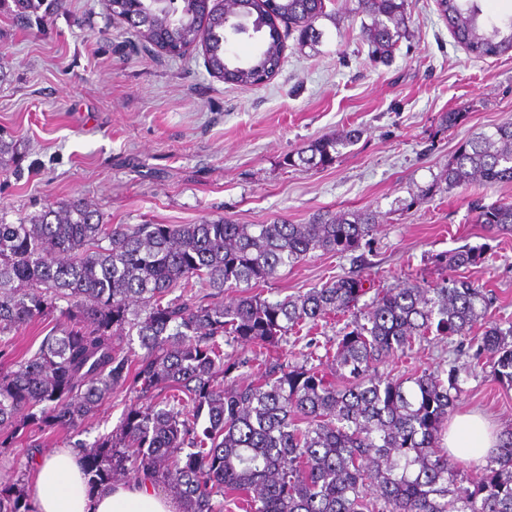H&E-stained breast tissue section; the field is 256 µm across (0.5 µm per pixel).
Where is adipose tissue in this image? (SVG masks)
<instances>
[{"instance_id":"ef3b65f1","label":"adipose tissue","mask_w":512,"mask_h":512,"mask_svg":"<svg viewBox=\"0 0 512 512\" xmlns=\"http://www.w3.org/2000/svg\"><path fill=\"white\" fill-rule=\"evenodd\" d=\"M497 436L474 416L456 418L445 445L460 459L485 463ZM35 512H179V501L154 489L150 482L100 487L88 491L81 460L74 449H54L41 459L28 487Z\"/></svg>"}]
</instances>
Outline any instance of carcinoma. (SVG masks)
I'll return each instance as SVG.
<instances>
[{"label":"carcinoma","instance_id":"carcinoma-1","mask_svg":"<svg viewBox=\"0 0 512 512\" xmlns=\"http://www.w3.org/2000/svg\"><path fill=\"white\" fill-rule=\"evenodd\" d=\"M65 0H0L23 20L51 16ZM448 30L468 53L512 50V16L479 24L477 0H440ZM409 0H357L362 33L383 57L405 31ZM135 36L154 45L206 41L209 64L224 83L255 86L266 64L281 61L286 34L315 45L325 0H120ZM267 32L263 47L241 63L226 56L231 37ZM361 131L321 137L284 164L325 168ZM512 182V119L467 140L448 158L431 195L461 186ZM476 222L491 234L512 232V204L473 201ZM379 223L371 211L327 213L309 224L112 226L81 199L14 224L0 211V447L27 437V456L41 453L36 433L76 431L94 420L112 394L136 403L120 426L82 453L88 491L130 474L166 482L182 512H512V426L482 477L464 483L444 447L448 415L463 389L455 367L390 377L378 366L432 338L474 337L501 385L512 387V324L491 320L486 289L464 276L366 294L365 280L338 276L305 294L271 301L258 292L224 301L229 283H264L282 266L315 250L358 249ZM479 247L439 258L458 270L483 260ZM202 285L209 292L199 295ZM181 294L172 298L175 289ZM64 299V321L36 351L14 355L10 335ZM359 312L336 341L312 335L330 316ZM136 335L139 349L124 346ZM294 334L324 349L317 365L290 364L279 343ZM250 345L249 375L224 344ZM188 453H183L184 449ZM0 512H31L24 490L0 485Z\"/></svg>","mask_w":512,"mask_h":512}]
</instances>
